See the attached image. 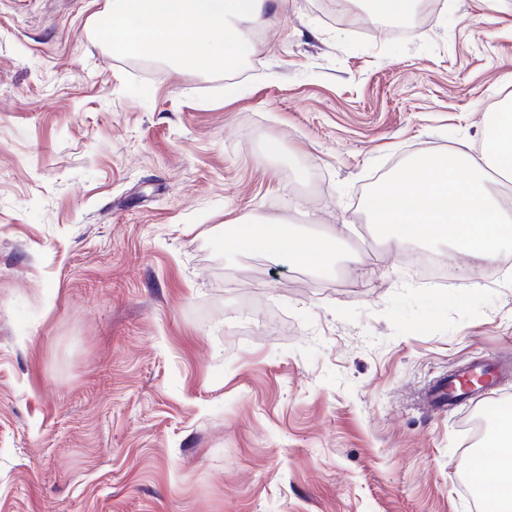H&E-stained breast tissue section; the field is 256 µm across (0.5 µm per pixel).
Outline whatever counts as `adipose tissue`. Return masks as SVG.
I'll return each instance as SVG.
<instances>
[{
	"label": "adipose tissue",
	"instance_id": "1",
	"mask_svg": "<svg viewBox=\"0 0 512 512\" xmlns=\"http://www.w3.org/2000/svg\"><path fill=\"white\" fill-rule=\"evenodd\" d=\"M97 26L114 47L130 45L203 72L235 69L252 31L277 0H108ZM512 178V113H490L480 149L463 145L416 155L384 178L365 199L379 233L393 245L410 239H448L469 255L495 259L512 245V206L495 185ZM238 249L285 256L294 264L331 266L344 249L341 233L305 236L279 219L224 226Z\"/></svg>",
	"mask_w": 512,
	"mask_h": 512
}]
</instances>
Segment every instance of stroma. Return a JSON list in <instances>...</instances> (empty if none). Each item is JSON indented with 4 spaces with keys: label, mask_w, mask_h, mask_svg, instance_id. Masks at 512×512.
Wrapping results in <instances>:
<instances>
[{
    "label": "stroma",
    "mask_w": 512,
    "mask_h": 512,
    "mask_svg": "<svg viewBox=\"0 0 512 512\" xmlns=\"http://www.w3.org/2000/svg\"><path fill=\"white\" fill-rule=\"evenodd\" d=\"M279 0L232 73L121 52L106 0H0V512H479L462 464L512 404V250L417 275L375 179L480 148L512 100V0L415 35ZM275 153H268V146ZM351 225L326 272L224 226ZM502 368L486 407L440 377ZM470 377H485L488 379H494L495 376L487 366H475L463 371L455 372L448 376L447 380L440 382L435 388L429 391L427 395L428 406L435 410H443L445 407H451L458 401H462L471 398L477 393H467L459 384L462 379ZM457 385V387H456ZM456 391L455 400L450 401L448 399V393Z\"/></svg>",
    "instance_id": "35a3bbf8"
}]
</instances>
